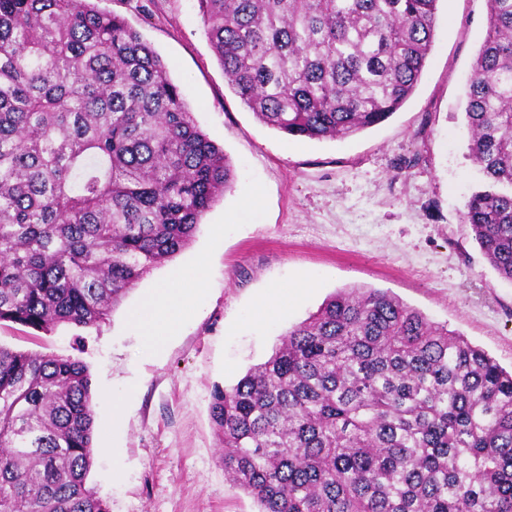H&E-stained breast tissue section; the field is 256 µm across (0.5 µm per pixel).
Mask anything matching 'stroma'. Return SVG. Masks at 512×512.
<instances>
[{"label": "stroma", "mask_w": 512, "mask_h": 512, "mask_svg": "<svg viewBox=\"0 0 512 512\" xmlns=\"http://www.w3.org/2000/svg\"><path fill=\"white\" fill-rule=\"evenodd\" d=\"M126 18L167 65L197 125L223 148L234 187L191 244L145 276L107 320L50 333L0 323V345L84 362L95 408L87 483L110 512H259L224 476L209 407L266 361L288 328L341 288L389 291L512 370V283L484 258L461 216L486 186L469 158L465 88L487 30V0H441L434 46L411 97L344 140L294 138L237 97L209 43L198 0H97ZM255 209L232 221L239 202ZM201 267L198 311L157 351L131 314L154 285ZM311 278L295 299L288 289ZM283 316L260 317L272 287ZM132 386L120 418L103 396Z\"/></svg>", "instance_id": "35a3bbf8"}]
</instances>
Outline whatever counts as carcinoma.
<instances>
[{"label": "carcinoma", "instance_id": "obj_1", "mask_svg": "<svg viewBox=\"0 0 512 512\" xmlns=\"http://www.w3.org/2000/svg\"><path fill=\"white\" fill-rule=\"evenodd\" d=\"M233 92L286 135L346 139L414 92L439 0H198ZM469 76L462 213L512 282V0ZM159 54L95 0H0V322L103 321L232 190ZM224 474L259 512H512V373L377 288H342L214 391ZM87 366L0 346V512H110L87 486Z\"/></svg>", "mask_w": 512, "mask_h": 512}]
</instances>
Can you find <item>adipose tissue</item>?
<instances>
[{
    "label": "adipose tissue",
    "instance_id": "1",
    "mask_svg": "<svg viewBox=\"0 0 512 512\" xmlns=\"http://www.w3.org/2000/svg\"><path fill=\"white\" fill-rule=\"evenodd\" d=\"M195 311L190 307L180 282L159 288L133 315L145 344L155 350L177 334Z\"/></svg>",
    "mask_w": 512,
    "mask_h": 512
}]
</instances>
